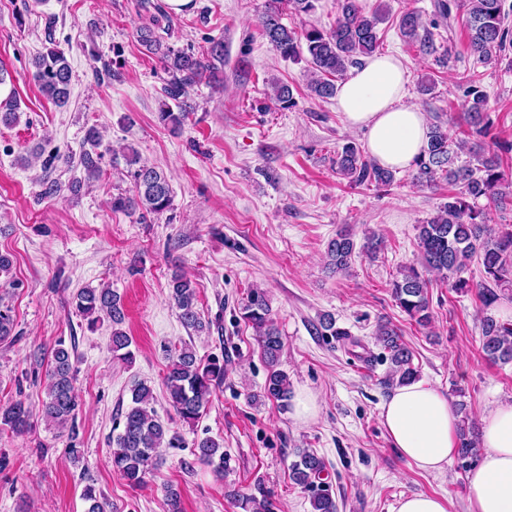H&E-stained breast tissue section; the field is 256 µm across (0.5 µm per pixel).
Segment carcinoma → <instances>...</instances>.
Listing matches in <instances>:
<instances>
[{"instance_id": "1", "label": "carcinoma", "mask_w": 512, "mask_h": 512, "mask_svg": "<svg viewBox=\"0 0 512 512\" xmlns=\"http://www.w3.org/2000/svg\"><path fill=\"white\" fill-rule=\"evenodd\" d=\"M316 0H270L261 15L259 25L263 35L279 55L296 60L306 53L310 57L314 77L309 90L320 99L336 95V78L348 68L361 63V58L373 55L379 48L378 25L385 20L382 10L366 15L360 0H337V17L328 29L319 27L309 17L315 11ZM289 5L294 14L306 16L301 27L290 28L281 23V4ZM439 13L447 18L452 9H464L468 16L469 49L478 60L489 62L493 54L506 47L508 30L504 27V0H442ZM422 23L418 14L407 12L399 18L401 35L419 44L425 55H437L436 62L444 65L450 58L449 50L437 54L433 38L420 35ZM139 43L145 50L159 58L168 75L164 88L166 96L178 100L186 88L215 73L216 63L224 62V42H211L207 53L198 55L191 50H175L165 44L163 37L154 29L145 26L137 33ZM35 71L31 78L39 90L57 106L65 105L69 98L72 71L64 53L56 47L34 61ZM472 96L464 112L465 137L452 138L443 127L435 125L428 132L426 145L414 160L413 179L431 185L444 179L456 187L448 202L440 207L435 216L418 225L419 265L405 266L391 282V295L396 305L418 325L425 327L432 319L428 288V274L434 273L444 279L454 277L452 287L457 290L474 287L481 302L484 317L481 321V351L493 363L512 362V325L498 321L493 312L500 301L512 296V225L493 224L489 208L512 209V182H504L500 171L501 158L512 152V141L492 139L487 153L475 150L469 141L477 142L489 135L492 119L487 98L476 85L470 86ZM18 103L11 93L0 101V123L11 125L17 120ZM79 156L80 165L90 177L101 171L104 153L99 151L102 136L95 126L86 131ZM475 156L477 165L458 164L465 151ZM127 165L131 172L133 187L130 193L112 197V210L140 212L142 219L157 215L171 205V191L165 174L159 169L139 164V155L130 149ZM336 172L354 185H386L395 178V173L364 155L353 142L342 147L336 157ZM486 204H481V199ZM356 245L351 234L340 232L327 245L328 266L337 272L349 269ZM481 267L482 279L472 285L460 277L472 261ZM169 296L179 311L182 323L196 331L206 328L196 309V291L193 282L185 274L176 271L168 283ZM74 308L93 327L102 313L112 323V355L130 360L131 338L121 328L125 314L121 296L110 288H83L74 297ZM241 317L255 331L257 342L268 366L269 374L264 385V397L282 403L290 399L291 388L288 375L276 369L283 339L271 317V308L266 294L258 289L250 292L241 307ZM14 320L9 307L0 308V342H10ZM375 336L380 343L385 359L391 365L387 382L403 384L415 380L418 370L413 363L414 353L403 341L401 334L391 323L379 321ZM47 400L43 405V417L49 423L63 426L72 420L78 408L75 391L76 370L72 354L63 342H58L50 351L46 372ZM224 383V363L213 358L206 363L197 359L188 346H182L170 354L166 374V387L170 406L186 423L198 419L201 409L217 387ZM153 393L143 382L131 388V404L126 409L121 431L112 438V470L132 488L145 484L146 476L161 462L160 449L180 447L177 433L160 420L151 406ZM461 426L458 438L457 460L460 468L467 470L476 464L479 448L476 425L470 422L465 407H460ZM31 414L22 399H16L0 407V424L15 434L31 428ZM192 455L224 477L229 470V458L220 444L210 437L194 442ZM326 464L312 451L303 449L297 460L290 465L292 479L308 492L312 512H337L332 487L322 478ZM260 497L243 496L237 499L243 512H270L271 502L263 488H258ZM82 499L88 503L85 512H105V502L95 489H84Z\"/></svg>"}]
</instances>
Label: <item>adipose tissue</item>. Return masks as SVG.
I'll list each match as a JSON object with an SVG mask.
<instances>
[{"label":"adipose tissue","instance_id":"obj_1","mask_svg":"<svg viewBox=\"0 0 512 512\" xmlns=\"http://www.w3.org/2000/svg\"><path fill=\"white\" fill-rule=\"evenodd\" d=\"M407 81L398 58L375 55L336 92L350 128L365 132L368 151L389 169L409 167L426 143V115L406 102ZM380 422L394 447L422 472L442 471L456 452L459 416L428 382L397 386L382 405ZM477 426L481 457L465 477L467 512H512V401L482 412Z\"/></svg>","mask_w":512,"mask_h":512}]
</instances>
